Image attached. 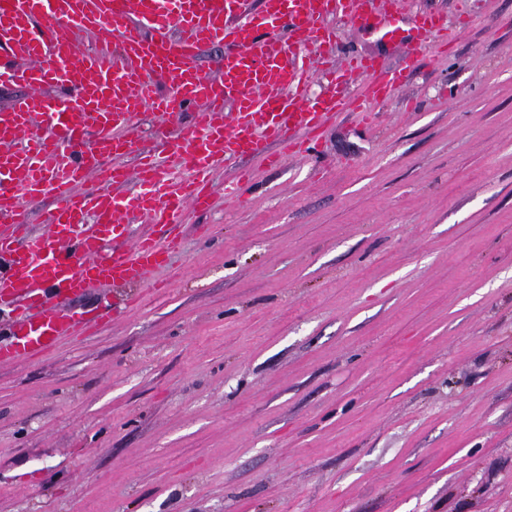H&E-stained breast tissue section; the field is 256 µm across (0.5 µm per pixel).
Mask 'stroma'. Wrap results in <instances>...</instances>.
<instances>
[{"instance_id": "35a3bbf8", "label": "stroma", "mask_w": 512, "mask_h": 512, "mask_svg": "<svg viewBox=\"0 0 512 512\" xmlns=\"http://www.w3.org/2000/svg\"><path fill=\"white\" fill-rule=\"evenodd\" d=\"M403 7L447 51L308 50L408 68L372 126L225 161L138 306L0 367V512H512V0Z\"/></svg>"}]
</instances>
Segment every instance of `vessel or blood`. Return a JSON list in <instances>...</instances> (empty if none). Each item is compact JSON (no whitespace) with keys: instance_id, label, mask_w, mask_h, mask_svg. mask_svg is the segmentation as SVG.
I'll return each instance as SVG.
<instances>
[{"instance_id":"b4317fda","label":"vessel or blood","mask_w":512,"mask_h":512,"mask_svg":"<svg viewBox=\"0 0 512 512\" xmlns=\"http://www.w3.org/2000/svg\"><path fill=\"white\" fill-rule=\"evenodd\" d=\"M343 17L394 49L448 46L442 17H410L386 0H294L288 10L282 0H0V84L20 90L0 109V367L93 330L92 312L72 307L93 289L149 284L180 249L186 208L211 206L226 160L309 154L343 112L372 122L370 104L403 87L405 69L355 57L308 95L305 53L330 43ZM84 32L94 47L80 51ZM224 41L234 52L204 74L199 51ZM354 74L363 82L343 97ZM180 105L193 122L180 123ZM146 111L174 127L169 148L140 150L135 118ZM88 176L92 188L79 190ZM38 199L50 206L35 225L28 204Z\"/></svg>"}]
</instances>
